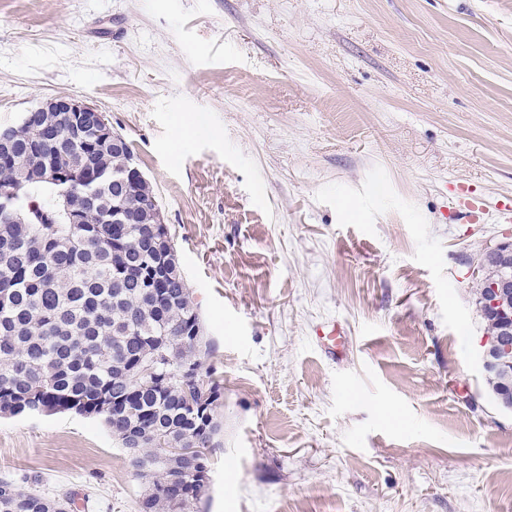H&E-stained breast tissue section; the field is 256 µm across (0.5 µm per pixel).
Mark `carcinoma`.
I'll return each instance as SVG.
<instances>
[{"instance_id": "carcinoma-1", "label": "carcinoma", "mask_w": 512, "mask_h": 512, "mask_svg": "<svg viewBox=\"0 0 512 512\" xmlns=\"http://www.w3.org/2000/svg\"><path fill=\"white\" fill-rule=\"evenodd\" d=\"M27 137L0 152V412L94 417L120 442L154 455L166 443L196 440L218 448L220 382L207 398L187 404L176 381L162 383L194 355L202 325L171 240L161 261L150 226L156 197L149 184L127 198L140 216L112 223V168L120 162L112 140L85 149L71 137L69 112H26ZM79 171L75 181L39 180L48 161ZM84 210L71 224L66 206ZM150 364L156 384L132 368ZM208 488L182 481L180 512H197ZM138 512H174L173 499L153 482ZM69 494L25 491L0 477V512H70Z\"/></svg>"}]
</instances>
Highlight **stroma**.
<instances>
[{"instance_id":"35a3bbf8","label":"stroma","mask_w":512,"mask_h":512,"mask_svg":"<svg viewBox=\"0 0 512 512\" xmlns=\"http://www.w3.org/2000/svg\"><path fill=\"white\" fill-rule=\"evenodd\" d=\"M55 96L129 142L214 345L200 512H512L469 275L512 200V0H0V124ZM3 474L75 512L148 485L76 414L0 417Z\"/></svg>"}]
</instances>
